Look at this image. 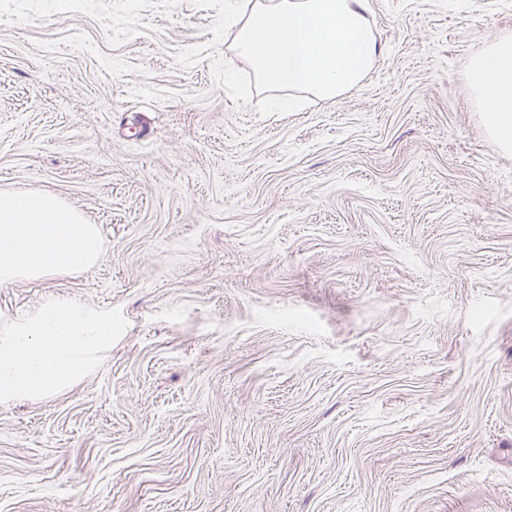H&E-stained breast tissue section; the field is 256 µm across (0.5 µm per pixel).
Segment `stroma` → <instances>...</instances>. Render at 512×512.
Here are the masks:
<instances>
[{"instance_id": "obj_1", "label": "stroma", "mask_w": 512, "mask_h": 512, "mask_svg": "<svg viewBox=\"0 0 512 512\" xmlns=\"http://www.w3.org/2000/svg\"><path fill=\"white\" fill-rule=\"evenodd\" d=\"M248 0H0V190L97 225L0 285L112 318L0 403V512H512V153L470 93L512 0H370L338 98L262 85Z\"/></svg>"}]
</instances>
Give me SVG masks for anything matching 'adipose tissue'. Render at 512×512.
I'll list each match as a JSON object with an SVG mask.
<instances>
[{"label":"adipose tissue","instance_id":"1","mask_svg":"<svg viewBox=\"0 0 512 512\" xmlns=\"http://www.w3.org/2000/svg\"><path fill=\"white\" fill-rule=\"evenodd\" d=\"M369 0H252L239 52L267 86L331 99L356 85L383 51ZM470 91L488 135L512 152V36L474 58ZM101 251L97 225L53 195L0 191V284L60 269H87ZM112 346V321L97 309L53 300L0 330V402L45 395L78 382Z\"/></svg>","mask_w":512,"mask_h":512}]
</instances>
